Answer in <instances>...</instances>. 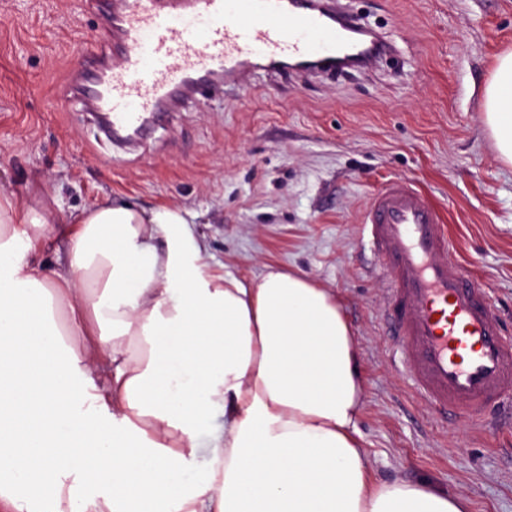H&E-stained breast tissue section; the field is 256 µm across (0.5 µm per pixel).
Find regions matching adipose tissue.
<instances>
[{
    "instance_id": "obj_1",
    "label": "adipose tissue",
    "mask_w": 512,
    "mask_h": 512,
    "mask_svg": "<svg viewBox=\"0 0 512 512\" xmlns=\"http://www.w3.org/2000/svg\"><path fill=\"white\" fill-rule=\"evenodd\" d=\"M512 164V51L484 88ZM43 182L0 193V512H467L424 483H376L356 427L364 376L336 295L306 275L212 271L183 208L73 215L63 272ZM209 428L199 469L197 432Z\"/></svg>"
}]
</instances>
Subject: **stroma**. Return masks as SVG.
I'll return each mask as SVG.
<instances>
[{"label": "stroma", "instance_id": "stroma-1", "mask_svg": "<svg viewBox=\"0 0 512 512\" xmlns=\"http://www.w3.org/2000/svg\"><path fill=\"white\" fill-rule=\"evenodd\" d=\"M393 46L343 74L257 72L248 93L197 97L122 149L58 101L77 44L95 48L83 0H0V191L44 180L62 221L105 197L185 209L217 272L305 273L339 298L366 387L357 421L376 481H429L470 512H512V417L448 423L408 385L383 325L384 290L361 215L393 178L441 210L448 238L512 331V166L481 92L512 48V0H334Z\"/></svg>", "mask_w": 512, "mask_h": 512}]
</instances>
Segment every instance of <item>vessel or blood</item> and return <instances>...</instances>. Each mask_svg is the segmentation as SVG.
I'll return each instance as SVG.
<instances>
[{"label": "vessel or blood", "instance_id": "vessel-or-blood-1", "mask_svg": "<svg viewBox=\"0 0 512 512\" xmlns=\"http://www.w3.org/2000/svg\"><path fill=\"white\" fill-rule=\"evenodd\" d=\"M103 44L80 53L65 93L137 130L180 109L204 80L249 90L253 72L336 60L347 48L326 0H96ZM361 242L384 284L407 381L447 415L493 424L512 406V335L485 288L451 248L440 210L414 184L381 186Z\"/></svg>", "mask_w": 512, "mask_h": 512}]
</instances>
